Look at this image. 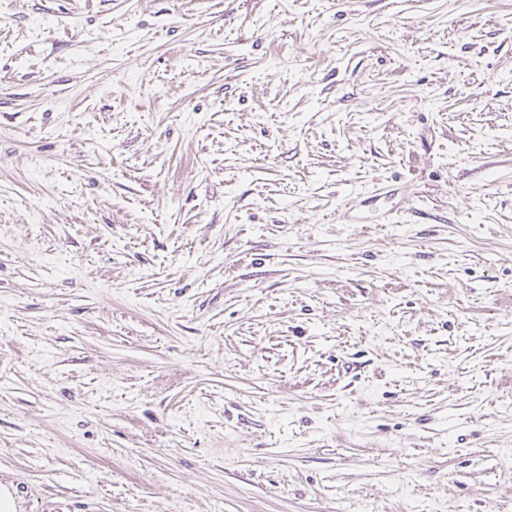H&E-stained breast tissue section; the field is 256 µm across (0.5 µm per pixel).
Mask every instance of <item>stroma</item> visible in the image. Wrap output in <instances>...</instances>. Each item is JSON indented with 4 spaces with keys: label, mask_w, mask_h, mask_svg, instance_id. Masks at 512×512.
Instances as JSON below:
<instances>
[{
    "label": "stroma",
    "mask_w": 512,
    "mask_h": 512,
    "mask_svg": "<svg viewBox=\"0 0 512 512\" xmlns=\"http://www.w3.org/2000/svg\"><path fill=\"white\" fill-rule=\"evenodd\" d=\"M0 482L512 512V0H0Z\"/></svg>",
    "instance_id": "1"
}]
</instances>
